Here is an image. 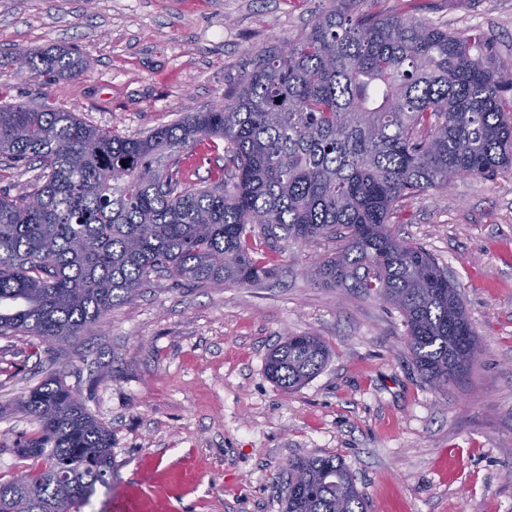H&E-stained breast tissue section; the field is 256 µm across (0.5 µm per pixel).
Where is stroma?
Segmentation results:
<instances>
[{"mask_svg":"<svg viewBox=\"0 0 512 512\" xmlns=\"http://www.w3.org/2000/svg\"><path fill=\"white\" fill-rule=\"evenodd\" d=\"M417 17L481 35L512 58V0H416ZM332 0H0V102L44 101L123 136L211 108L257 50L309 31ZM70 45L82 76L42 83L15 52ZM456 282L478 336L472 371L437 389L405 344L401 314L306 268L337 242H259L277 270L259 284L160 279L58 354L0 336V474L30 433L20 396L65 366L112 431L111 493L85 512H282L278 474L298 456L345 462L368 512H512V172L463 176L402 200L392 226ZM332 356L284 391L265 373L286 333Z\"/></svg>","mask_w":512,"mask_h":512,"instance_id":"stroma-1","label":"stroma"}]
</instances>
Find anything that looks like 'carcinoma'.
Wrapping results in <instances>:
<instances>
[{"instance_id":"1","label":"carcinoma","mask_w":512,"mask_h":512,"mask_svg":"<svg viewBox=\"0 0 512 512\" xmlns=\"http://www.w3.org/2000/svg\"><path fill=\"white\" fill-rule=\"evenodd\" d=\"M49 83L84 72L50 46L18 56ZM223 175L189 181L182 154L218 152ZM0 156L39 164L32 193L0 194V336L52 348L130 301L155 275L197 287L273 276L252 237L342 243L309 269L314 284L354 288L397 309L409 354L434 387L467 375L479 350L457 285L425 248L394 235L396 203L446 190L460 174L512 168V60L412 17L354 18L339 6L288 43L262 50L218 108L126 137L76 113L0 105ZM331 356L289 333L265 373L290 391ZM35 429L3 448L27 466L0 479V512H83L112 490V431L49 372L18 402ZM285 512H367L334 455L292 459Z\"/></svg>"}]
</instances>
